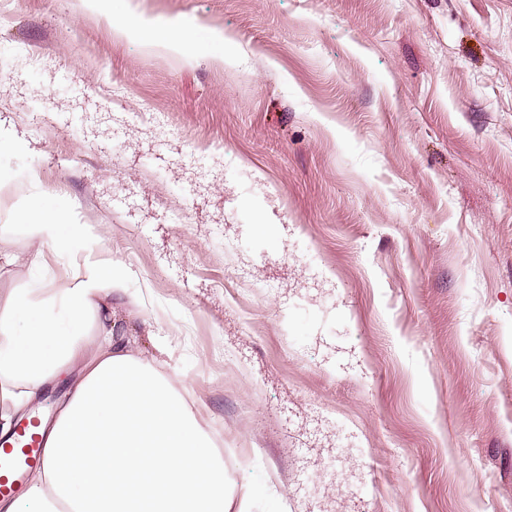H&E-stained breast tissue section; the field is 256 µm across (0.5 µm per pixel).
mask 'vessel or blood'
<instances>
[{
  "instance_id": "vessel-or-blood-1",
  "label": "vessel or blood",
  "mask_w": 512,
  "mask_h": 512,
  "mask_svg": "<svg viewBox=\"0 0 512 512\" xmlns=\"http://www.w3.org/2000/svg\"><path fill=\"white\" fill-rule=\"evenodd\" d=\"M45 437L38 420L21 424L14 433L0 438V497L12 496L25 472L44 461Z\"/></svg>"
}]
</instances>
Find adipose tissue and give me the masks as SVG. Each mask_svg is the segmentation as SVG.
Instances as JSON below:
<instances>
[{"label":"adipose tissue","mask_w":512,"mask_h":512,"mask_svg":"<svg viewBox=\"0 0 512 512\" xmlns=\"http://www.w3.org/2000/svg\"><path fill=\"white\" fill-rule=\"evenodd\" d=\"M21 223L37 246L57 250L80 232L62 229L41 198ZM123 292L111 265L90 262L66 288L0 300V431L88 345L99 348L47 430L43 465L23 494L0 500V512H227L223 456L179 383L127 352L112 324L93 321Z\"/></svg>","instance_id":"obj_1"}]
</instances>
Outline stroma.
<instances>
[{
  "mask_svg": "<svg viewBox=\"0 0 512 512\" xmlns=\"http://www.w3.org/2000/svg\"><path fill=\"white\" fill-rule=\"evenodd\" d=\"M1 48L0 296L120 267L231 512H512V0H0ZM54 207L53 202L37 198L31 202L19 221L30 240L37 244L39 252L42 246L60 250L67 244L68 238L62 234V225L56 223Z\"/></svg>",
  "mask_w": 512,
  "mask_h": 512,
  "instance_id": "35a3bbf8",
  "label": "stroma"
}]
</instances>
